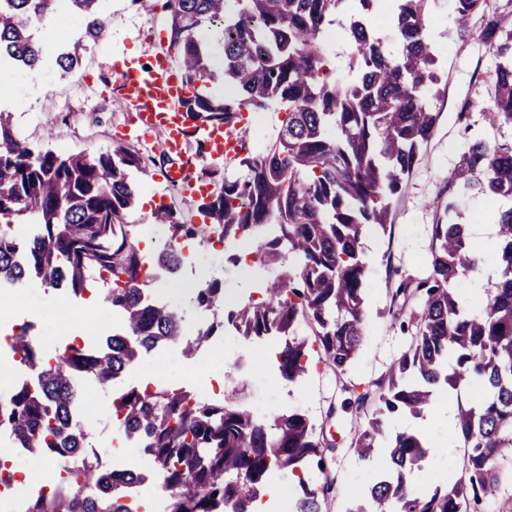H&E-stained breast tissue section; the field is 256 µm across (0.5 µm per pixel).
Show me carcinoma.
Returning a JSON list of instances; mask_svg holds the SVG:
<instances>
[{"label":"carcinoma","mask_w":512,"mask_h":512,"mask_svg":"<svg viewBox=\"0 0 512 512\" xmlns=\"http://www.w3.org/2000/svg\"><path fill=\"white\" fill-rule=\"evenodd\" d=\"M101 0H0V58L25 72L42 66L32 21L53 20L61 7L80 21L78 35L55 57L68 72L84 42L108 29ZM429 0H393L391 51L370 24L380 0H167L171 46L194 86L221 82L229 96L199 92L183 101L197 124H234L242 112L276 107V139L268 146L246 134L247 152L204 167L216 179L209 201L197 203L208 224H192L170 205L152 212L167 231L155 266L177 268L184 242L214 236L238 243L267 275L258 301L224 311V280L205 279L195 291L200 314L194 336L167 301L151 294L152 269L138 252L131 176L143 158L128 144L89 156H61L22 140L11 115L0 110V216L26 217L27 232L0 224V286L38 281L84 293L102 281L99 299L120 317L117 331L95 345L70 342L50 354L23 323L11 336L10 358L22 376L0 396V445L29 448L64 463L67 476L51 496L37 494L26 512H138L126 500L140 484L129 469L105 471L82 460L88 434L74 417L75 391L87 378L111 399V423L154 465L163 512H253L274 469L298 479L294 512H322L318 491L300 476L321 457L324 428L298 412L257 416L233 383L218 402L185 388L118 387L144 355L177 347L186 357L209 348L228 324L249 340L283 336L276 355L279 379L295 385L307 371L312 329L322 361L363 405L373 407L350 440L352 454L387 468L346 512H478L512 458V206L499 211L495 255L500 278L484 298H468L462 284L475 277L485 249L464 225L445 221L457 200L473 193L512 199V145L469 143L448 181L452 199L430 225V259L421 277H407L391 296L389 315L408 344L385 374L362 386L346 379L365 339L369 264L362 239L386 230L394 198L420 160L440 113L442 92ZM457 37L474 39L469 21L483 0H450ZM350 15L347 69L333 65L323 33ZM219 32V47L199 38ZM480 37L495 45L492 76L495 120L512 125V30L492 20ZM220 65H215V61ZM464 384L479 398L458 405L448 444L463 449L448 482L427 493L417 484L430 456L420 432L387 428L393 420L422 418L437 389Z\"/></svg>","instance_id":"obj_1"}]
</instances>
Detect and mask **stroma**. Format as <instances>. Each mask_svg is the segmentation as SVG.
<instances>
[{
    "instance_id": "1",
    "label": "stroma",
    "mask_w": 512,
    "mask_h": 512,
    "mask_svg": "<svg viewBox=\"0 0 512 512\" xmlns=\"http://www.w3.org/2000/svg\"><path fill=\"white\" fill-rule=\"evenodd\" d=\"M109 16L110 39L88 43L74 72L63 74L47 64L33 74H0V88L15 96L11 109L15 130L31 145L60 154L84 152L97 154L119 144V131L130 114L113 90L116 67L126 59L133 46H140V59L152 51L170 46L169 18L166 11L142 9L134 0H103ZM431 24L443 73V95L435 103L439 122L423 154L407 178L392 208V226L370 230L363 240L370 260L366 285V339L350 372L352 380L367 382L384 373L408 343L388 313L390 296L402 277L423 275L429 254V226L435 223L432 207L438 198L448 195V178L470 140L481 138L490 144H512V126L494 122L488 110L491 78L498 63L489 43L473 39L457 40V23L448 0H432ZM468 115L467 126L457 121L459 112ZM145 159L134 178L143 203L137 204L129 221H150L149 205L164 203L180 210L192 223L200 216L193 200L184 198L165 179V163L159 160L157 141L138 143ZM235 244L211 247L204 259L187 255L182 269L189 278L224 279L227 308L248 300L253 292L256 269L227 264L228 255L238 252ZM27 298L28 312L16 316V323H30L36 336L42 337L46 350H54L69 341L70 320L86 322L85 343H98L111 334L118 321L111 308L101 307L98 320L86 316L87 296L61 295L60 292L26 285L0 292V301ZM66 304L69 320H57L46 327L41 315ZM277 339L247 341L234 333H225L206 351L187 358L179 349L158 351V364L140 360L124 378L125 384L150 381L165 385L175 381L205 397H213L212 383H226L222 352L232 353L245 363L242 381L247 386L246 400L253 409L268 414L288 408L308 416L315 423L329 422V444L323 449V466H310L308 479L320 489L323 512H345L352 498L362 496L377 474L374 464L355 459L349 449L355 425L364 423L348 393L336 385L331 372L325 371L316 342L308 344V371L300 383L287 386L279 382L267 353L278 348ZM395 427L424 433L440 452L427 465L428 486H435L448 474V464L456 455L448 446V424L441 415L421 419L403 417Z\"/></svg>"
}]
</instances>
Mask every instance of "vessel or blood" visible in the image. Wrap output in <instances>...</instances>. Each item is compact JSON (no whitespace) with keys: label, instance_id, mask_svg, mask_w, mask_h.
Segmentation results:
<instances>
[{"label":"vessel or blood","instance_id":"obj_1","mask_svg":"<svg viewBox=\"0 0 512 512\" xmlns=\"http://www.w3.org/2000/svg\"><path fill=\"white\" fill-rule=\"evenodd\" d=\"M115 88L133 114V129L126 132V141L139 142L159 136L160 150L179 160L177 167L166 171V179L184 196L198 201L207 199L209 184L196 175V163L188 155L191 141L203 143L208 159L221 161L239 153V136L221 125L192 126L180 107L181 100L191 95L192 88L182 72L174 67L169 52H155L151 57V70L146 75L141 73L137 63H126L118 71Z\"/></svg>","mask_w":512,"mask_h":512}]
</instances>
